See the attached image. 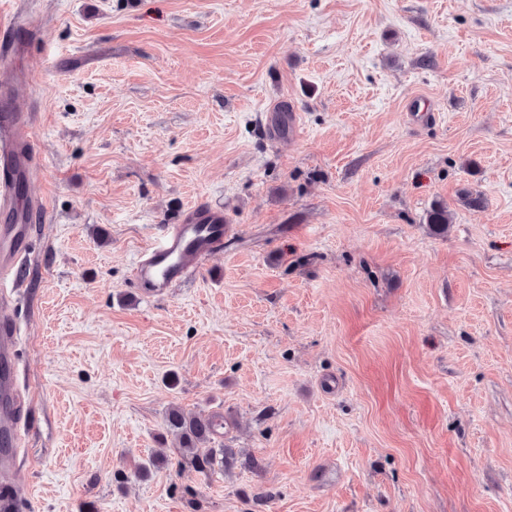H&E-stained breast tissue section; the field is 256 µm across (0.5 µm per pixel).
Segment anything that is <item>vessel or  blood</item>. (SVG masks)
<instances>
[{
    "instance_id": "1",
    "label": "vessel or blood",
    "mask_w": 512,
    "mask_h": 512,
    "mask_svg": "<svg viewBox=\"0 0 512 512\" xmlns=\"http://www.w3.org/2000/svg\"><path fill=\"white\" fill-rule=\"evenodd\" d=\"M28 134L23 113L0 114V206L12 202V175L30 173L27 156L16 151L17 143ZM229 230L222 211L201 203L187 207L179 223L164 225L141 249L132 267V282L146 295L165 296L184 278L189 266L223 248ZM27 232L24 224L0 225V279L16 281L17 269L28 255ZM15 334L12 323L0 321V437L10 447L0 456L1 482L11 475L12 451L19 448L21 439L12 373Z\"/></svg>"
}]
</instances>
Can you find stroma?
Returning <instances> with one entry per match:
<instances>
[{"label": "stroma", "instance_id": "obj_1", "mask_svg": "<svg viewBox=\"0 0 512 512\" xmlns=\"http://www.w3.org/2000/svg\"><path fill=\"white\" fill-rule=\"evenodd\" d=\"M0 9L45 209L0 309L20 512H512V0ZM196 202L223 253L139 297ZM174 406L223 416L224 473L180 458ZM453 215L445 203H436L427 212L426 224L437 236H442L448 232V224H452Z\"/></svg>", "mask_w": 512, "mask_h": 512}]
</instances>
